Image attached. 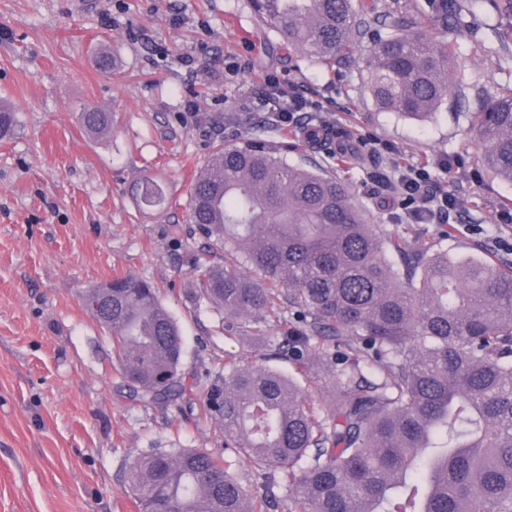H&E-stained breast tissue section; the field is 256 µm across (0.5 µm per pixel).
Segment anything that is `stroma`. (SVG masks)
Masks as SVG:
<instances>
[{"label": "stroma", "mask_w": 512, "mask_h": 512, "mask_svg": "<svg viewBox=\"0 0 512 512\" xmlns=\"http://www.w3.org/2000/svg\"><path fill=\"white\" fill-rule=\"evenodd\" d=\"M470 34L423 20L457 41L467 81L426 121L379 110L368 53L326 66L257 29L248 0H0V100L18 114L0 139V512H137L127 473L160 448L220 455L224 436L203 417L202 391L226 364H262L249 335L187 294L224 254L188 222L191 183L215 145L254 134L277 143L309 122L342 132L343 152L304 148L348 176L369 223L405 224L411 236L499 264L512 260V185L479 167L481 100L512 87V53L497 50L487 0H471ZM116 61L101 72L100 52ZM298 87L318 111L284 132L257 104L266 75ZM85 109L111 112L110 134L80 127ZM453 162L448 172L438 158ZM423 166L456 197L441 240L410 220L383 164ZM155 178L166 201L139 209L134 188ZM133 275L160 289L183 336L181 371L192 398L167 406L130 397L112 338L83 292Z\"/></svg>", "instance_id": "obj_1"}]
</instances>
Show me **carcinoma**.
<instances>
[{
	"label": "carcinoma",
	"mask_w": 512,
	"mask_h": 512,
	"mask_svg": "<svg viewBox=\"0 0 512 512\" xmlns=\"http://www.w3.org/2000/svg\"><path fill=\"white\" fill-rule=\"evenodd\" d=\"M464 31L462 0H426ZM289 49L333 65L369 42L376 105L432 116L465 80L456 45L410 33L398 9L368 0H250ZM90 134L112 113L84 110ZM15 112L0 105V138ZM479 161L512 183V87L477 113ZM288 143L259 136L219 148L189 190V221L224 251L192 292L224 315V330L266 341L271 365L224 366L204 393V416L224 450L261 480L202 449L135 459L138 512H270L276 491L292 512H512V265L458 258L367 223L350 179L288 164ZM139 205L161 204L144 179ZM400 259L394 265L388 255ZM85 307L112 335L130 396L148 405L189 398L183 338L158 289L133 275L87 289ZM282 327L275 340L266 335ZM330 385L336 410L308 405L301 380Z\"/></svg>",
	"instance_id": "carcinoma-1"
}]
</instances>
